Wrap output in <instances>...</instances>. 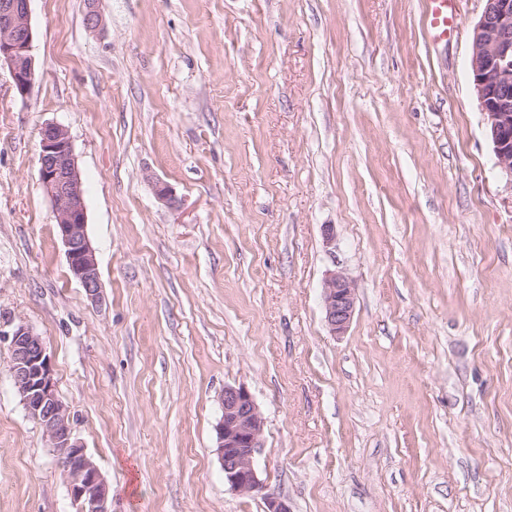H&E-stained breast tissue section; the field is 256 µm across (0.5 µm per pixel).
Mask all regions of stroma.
I'll return each mask as SVG.
<instances>
[{
  "mask_svg": "<svg viewBox=\"0 0 512 512\" xmlns=\"http://www.w3.org/2000/svg\"><path fill=\"white\" fill-rule=\"evenodd\" d=\"M485 0H30L0 65V331L39 334L112 512H264L224 482L225 386L291 512H512V182L470 73ZM65 126L100 272L39 175ZM168 184L170 207L154 192ZM332 237H325V225ZM356 288L344 335L321 296ZM0 512H75L0 341ZM29 3L30 0L0 1V64L8 65L21 95L28 93L35 78ZM454 0H426L425 25L429 35L435 39L448 38L455 24L452 2ZM322 298L330 332L334 336L345 334L355 311L353 282L343 272L331 271L323 280Z\"/></svg>",
  "mask_w": 512,
  "mask_h": 512,
  "instance_id": "obj_1",
  "label": "stroma"
}]
</instances>
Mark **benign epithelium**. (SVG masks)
Masks as SVG:
<instances>
[{
	"instance_id": "1",
	"label": "benign epithelium",
	"mask_w": 512,
	"mask_h": 512,
	"mask_svg": "<svg viewBox=\"0 0 512 512\" xmlns=\"http://www.w3.org/2000/svg\"><path fill=\"white\" fill-rule=\"evenodd\" d=\"M30 0H0V63L8 65L17 91L33 85V28ZM471 74L474 95L484 115L500 173L512 182V0H485L473 27ZM39 173L55 204L57 234L65 248L72 277L93 302L100 299L95 251L86 232L82 181L68 129L51 123L41 131ZM325 319L330 332L343 335L355 311V287L341 271L322 284ZM8 341L14 385L28 416L37 423L63 460L60 468L77 512H112L111 488L84 444L74 436L70 413L59 399L53 368L41 336L24 324L0 340ZM223 413L216 426L217 452L224 483L242 494L261 490L256 470L264 420L243 386H226Z\"/></svg>"
}]
</instances>
